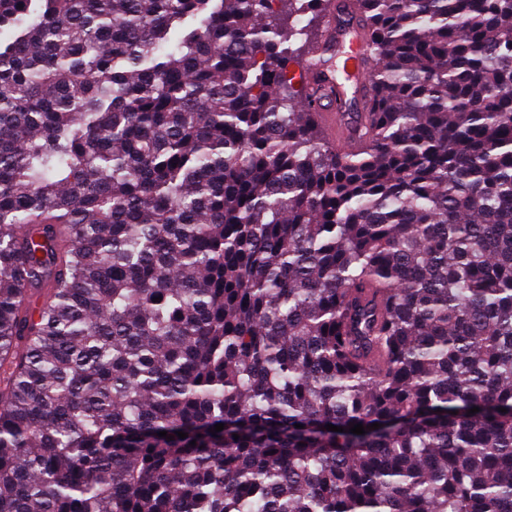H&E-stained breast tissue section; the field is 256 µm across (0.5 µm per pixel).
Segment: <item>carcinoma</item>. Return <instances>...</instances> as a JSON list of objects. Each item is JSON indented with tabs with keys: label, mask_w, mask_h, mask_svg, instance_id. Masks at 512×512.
Segmentation results:
<instances>
[{
	"label": "carcinoma",
	"mask_w": 512,
	"mask_h": 512,
	"mask_svg": "<svg viewBox=\"0 0 512 512\" xmlns=\"http://www.w3.org/2000/svg\"><path fill=\"white\" fill-rule=\"evenodd\" d=\"M329 2L0 0V512H512V0ZM307 102H310L317 110L320 123L328 138L331 141L336 139L338 145L343 148L350 147V150H352L355 146V142L349 139V131L340 119V114L336 107L334 95L329 88V84L325 82H311Z\"/></svg>",
	"instance_id": "obj_1"
}]
</instances>
